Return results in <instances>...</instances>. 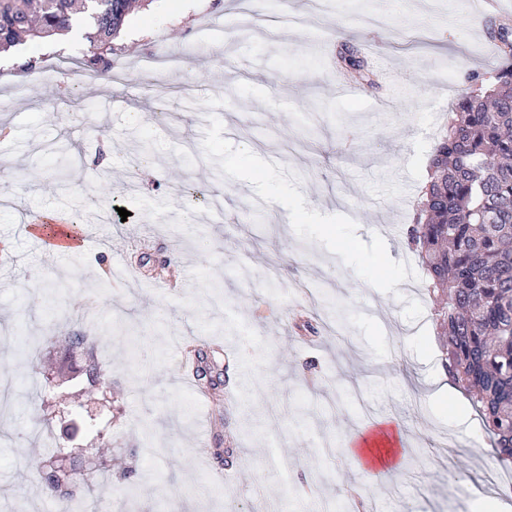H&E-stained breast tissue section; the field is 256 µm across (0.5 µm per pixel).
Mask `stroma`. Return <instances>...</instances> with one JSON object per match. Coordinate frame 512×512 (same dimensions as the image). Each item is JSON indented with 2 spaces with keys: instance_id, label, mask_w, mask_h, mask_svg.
Instances as JSON below:
<instances>
[{
  "instance_id": "35a3bbf8",
  "label": "stroma",
  "mask_w": 512,
  "mask_h": 512,
  "mask_svg": "<svg viewBox=\"0 0 512 512\" xmlns=\"http://www.w3.org/2000/svg\"><path fill=\"white\" fill-rule=\"evenodd\" d=\"M300 2L146 0L117 37L121 77L81 78L87 103L59 102L43 46H15L24 64L0 68V126L13 132L0 146V367L13 392L0 512H65L29 467L40 417L63 448L111 450L105 473L79 463L87 512H348L356 489L377 512L512 503V471L471 399L456 396L469 411L459 426L426 398L435 302L406 242L466 72L488 81L506 61L486 24L512 14L485 0H321L303 31L282 21ZM343 42L377 67L376 84L337 92ZM96 126L105 137L88 136ZM62 134L89 164L60 182ZM178 168L221 210L186 209ZM69 203L129 216L79 224L84 249L48 253L26 215ZM352 235L360 253L342 245ZM386 271L398 289L376 287ZM77 329L88 349L69 346ZM187 346L195 388L177 380ZM92 361L107 391L88 384ZM385 418L407 446L401 469L372 483L345 437Z\"/></svg>"
}]
</instances>
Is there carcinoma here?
Returning <instances> with one entry per match:
<instances>
[{
  "label": "carcinoma",
  "mask_w": 512,
  "mask_h": 512,
  "mask_svg": "<svg viewBox=\"0 0 512 512\" xmlns=\"http://www.w3.org/2000/svg\"><path fill=\"white\" fill-rule=\"evenodd\" d=\"M0 0V52L23 37L50 41L89 20L92 52L85 69L110 77L113 40L139 0ZM512 52V27L492 30ZM336 65L352 81L377 73L351 45ZM437 292L444 366L464 389L493 440L498 461L512 463V65L499 67L489 86L464 88L430 161L415 224L407 229Z\"/></svg>",
  "instance_id": "cac0c4a2"
}]
</instances>
